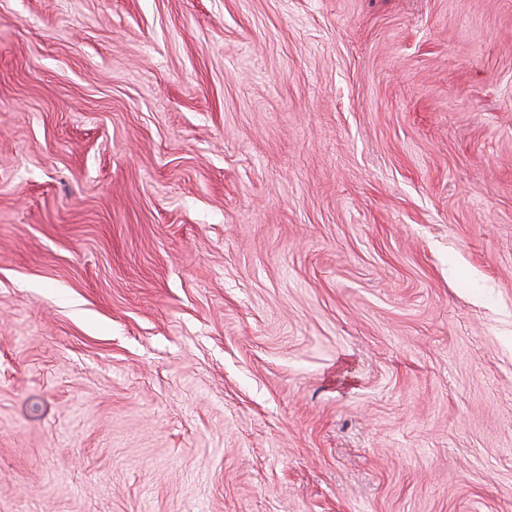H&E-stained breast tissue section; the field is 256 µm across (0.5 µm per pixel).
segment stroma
<instances>
[{
    "label": "stroma",
    "instance_id": "obj_1",
    "mask_svg": "<svg viewBox=\"0 0 512 512\" xmlns=\"http://www.w3.org/2000/svg\"><path fill=\"white\" fill-rule=\"evenodd\" d=\"M0 512H512V0H0Z\"/></svg>",
    "mask_w": 512,
    "mask_h": 512
}]
</instances>
